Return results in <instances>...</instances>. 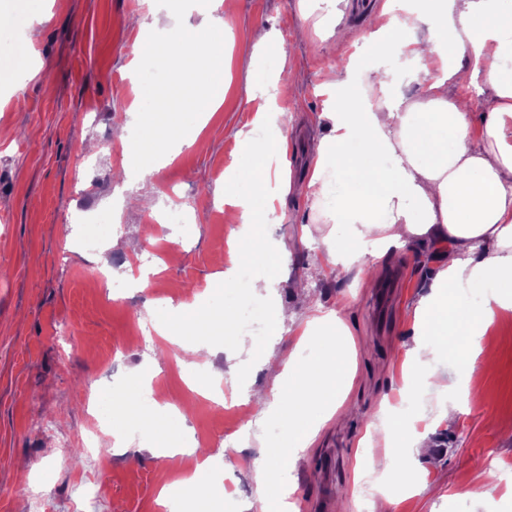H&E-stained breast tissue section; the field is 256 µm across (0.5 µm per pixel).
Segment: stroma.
Here are the masks:
<instances>
[{"instance_id": "stroma-1", "label": "stroma", "mask_w": 512, "mask_h": 512, "mask_svg": "<svg viewBox=\"0 0 512 512\" xmlns=\"http://www.w3.org/2000/svg\"><path fill=\"white\" fill-rule=\"evenodd\" d=\"M304 0H231L223 12L231 37V76L224 103L203 127L193 147L150 176L126 182L120 147L106 149L141 107V86L132 85L127 64L132 46L154 17L144 0H0V512H157L161 493L182 461L165 456L170 438L210 436L208 448L226 465L217 474L224 493L198 501L181 490L180 512H252L254 467L259 458L277 463L286 445L280 418H247L253 392L272 393L274 374L252 371L229 376L224 350L213 337L211 361L186 359L158 331L168 302L188 291L205 293L209 308L231 310L248 323L255 355L265 349L295 353L310 363L315 347L301 343L297 325L276 323L266 302L251 288L222 283L221 273L247 240L224 221L216 196L233 174L248 189L263 172L262 161L241 156L239 132L258 139L275 131L254 125L266 96L256 80L292 68L299 72L297 97L280 94L277 106L288 124L289 166L283 178L297 181L312 158L311 139L326 134L324 83L334 80L330 63L361 82L370 65L395 73L397 56L378 57L364 42L389 21L387 10L348 14L337 4L331 16H303ZM271 30L288 45L287 59L257 52L254 35ZM43 61L52 85L16 76L4 51L9 41ZM155 196L162 210L188 203L181 224L158 222L153 240L143 238L145 213L121 211L113 234L121 250L81 246L83 206L111 212L118 197ZM275 224L260 225L265 236L291 245L293 256L272 255L259 268L274 281V298L307 317L291 288L309 283V296L337 310L345 325L340 350L346 362L339 407L316 411L297 424L309 442L293 472L295 512H314L325 483L334 485L333 512H353L349 492L359 482L377 487L366 473L364 453H377L388 412L403 406L418 430L441 452L419 458L416 484L404 493L398 478L389 512H512V314L503 312L479 340L498 361L494 373L462 378L463 354H440L433 369L448 378L449 393L468 385L454 426L435 419L439 399L420 382L425 370L408 364L406 346L416 327L415 303L426 293L434 257L448 248L432 240L379 258L397 286H369L357 269L331 268L325 246L301 241V227L315 217L307 200L288 196ZM141 259L151 288L127 282L130 260ZM112 271L114 290L102 288L95 270ZM156 386L163 399L153 412L164 431L126 424L124 444L112 460L88 458L81 442L94 422L86 388L111 391L115 402L141 385Z\"/></svg>"}]
</instances>
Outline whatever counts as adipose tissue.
Segmentation results:
<instances>
[{"label":"adipose tissue","instance_id":"obj_1","mask_svg":"<svg viewBox=\"0 0 512 512\" xmlns=\"http://www.w3.org/2000/svg\"><path fill=\"white\" fill-rule=\"evenodd\" d=\"M422 27L429 36L420 40L414 33ZM367 42L380 55L406 53L427 97H405L389 73L375 67L361 84H327V132L315 142L314 164L299 187L320 217L302 234L322 240L330 266L347 268L405 245L447 238L451 248L416 307L418 333L438 337L439 348L451 353L460 347V334H467L468 368H491L490 360L477 356L478 338L499 312L512 310V0H421ZM465 50L467 64L458 57ZM479 80L493 95L475 129L462 106L449 100L446 86ZM242 142L247 154L267 159L268 168L252 195L224 188L227 222L252 236L225 269L228 281L242 269L265 265L269 246L254 227L277 222L276 207L292 190L280 178L288 163L287 135L272 143L249 136ZM488 284L494 292L478 315L458 311L462 289ZM202 299L198 293L171 306L172 329L219 331L245 344L235 316L205 308ZM299 329L301 342L316 345L323 357L313 365L285 360L288 382L277 383L273 397L256 404L255 416L283 410L300 415L342 394L345 363L337 339L344 324L338 312L318 313ZM302 449V435L292 430L283 464L258 463L256 492L268 512L276 508L269 489L294 469Z\"/></svg>","mask_w":512,"mask_h":512}]
</instances>
